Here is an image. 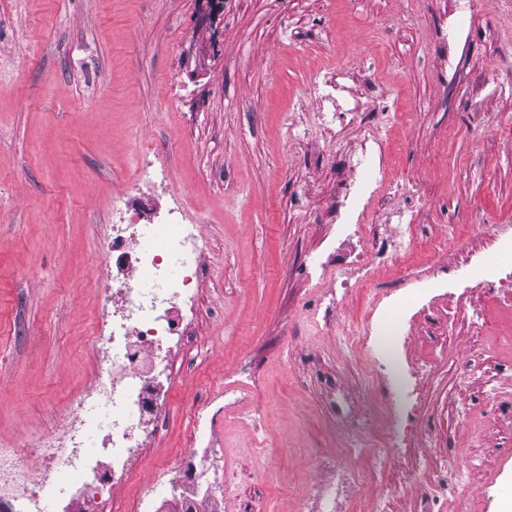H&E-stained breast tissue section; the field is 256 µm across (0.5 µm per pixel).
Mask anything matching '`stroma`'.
Here are the masks:
<instances>
[{"mask_svg":"<svg viewBox=\"0 0 512 512\" xmlns=\"http://www.w3.org/2000/svg\"><path fill=\"white\" fill-rule=\"evenodd\" d=\"M321 65L361 111L385 96L398 113L389 167L420 199L419 247L378 287L438 288L369 354L353 338L371 295L341 297L354 242L334 237L364 128L315 99ZM361 205L358 242L389 252L401 200ZM173 207L202 236L198 311L122 497L194 464L202 405L234 486L221 512H299L348 449L358 470L467 464L474 488L512 494V314L489 289L455 294L492 226L512 229V0H224L211 24L197 0H0V448L59 433L93 380L115 210ZM405 419L411 451L380 457Z\"/></svg>","mask_w":512,"mask_h":512,"instance_id":"1","label":"stroma"}]
</instances>
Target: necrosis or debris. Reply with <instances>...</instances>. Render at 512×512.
<instances>
[{
    "mask_svg": "<svg viewBox=\"0 0 512 512\" xmlns=\"http://www.w3.org/2000/svg\"><path fill=\"white\" fill-rule=\"evenodd\" d=\"M356 168L359 176L344 187L338 222L340 233L348 237L358 232L348 215L358 208L364 185L385 184L398 196L409 192L407 179L390 176L388 148L375 131H367ZM129 241L135 242L138 255L131 274L119 279L111 292L112 321L94 348L95 382L68 410L59 434L21 448H0V510L12 502L17 512H47L53 503L65 510L76 501L86 510L107 506L111 512H154L153 497L163 492L162 481L129 502L115 490L136 481L145 428L158 424L166 413L162 403L144 412L142 402L151 380L171 379L172 360L189 341L177 321L193 319L197 309L202 238L198 225L184 223L172 210L153 224H136L116 214V264L126 263L124 245ZM473 276L483 287L496 290L500 305L512 312V242L497 241ZM32 456L41 461L34 473L26 465ZM105 457L112 463L109 479L88 482V472ZM418 479L424 485V512H442L449 500L456 512H489L490 493L473 489L462 467L423 478L414 471L402 475L406 483Z\"/></svg>",
    "mask_w": 512,
    "mask_h": 512,
    "instance_id": "4bbe7bcc",
    "label": "necrosis or debris"
}]
</instances>
